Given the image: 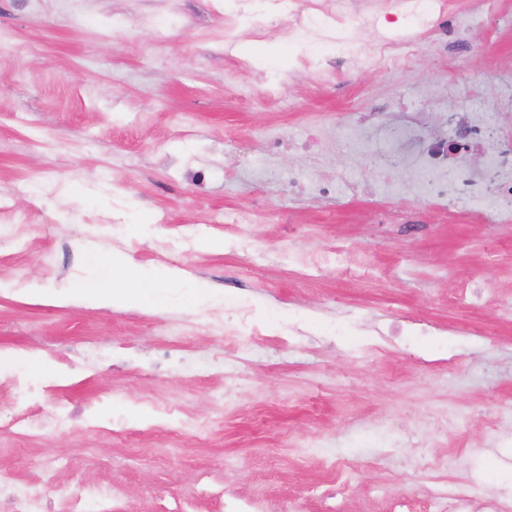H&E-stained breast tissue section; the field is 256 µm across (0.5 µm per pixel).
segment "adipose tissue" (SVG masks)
Here are the masks:
<instances>
[{
  "label": "adipose tissue",
  "instance_id": "ef3b65f1",
  "mask_svg": "<svg viewBox=\"0 0 512 512\" xmlns=\"http://www.w3.org/2000/svg\"><path fill=\"white\" fill-rule=\"evenodd\" d=\"M88 264L90 275L70 285L62 293V300L82 297L107 305H120L142 302L149 295L154 305L160 306L167 298L168 288L175 285L186 288L196 301L210 293L206 283L183 278L168 270L147 273L129 263H115L95 250L89 251Z\"/></svg>",
  "mask_w": 512,
  "mask_h": 512
}]
</instances>
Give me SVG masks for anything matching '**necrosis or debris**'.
I'll return each instance as SVG.
<instances>
[{
  "instance_id": "necrosis-or-debris-1",
  "label": "necrosis or debris",
  "mask_w": 512,
  "mask_h": 512,
  "mask_svg": "<svg viewBox=\"0 0 512 512\" xmlns=\"http://www.w3.org/2000/svg\"><path fill=\"white\" fill-rule=\"evenodd\" d=\"M288 31L300 41L315 39L336 59L367 65L369 59L361 54L359 40L362 34L373 33L379 40V52L388 55L391 50L411 52L413 40L393 39L385 25L391 17L408 18L421 15L435 20L442 31L458 36L464 26L452 12L447 0H367L363 13L351 14L346 0H287ZM459 144L449 148L446 140L433 137L406 160H392V168L408 166L416 174L415 187L435 209H446L449 200H456L466 211L475 210L483 201H490L491 215L496 223H512V133L483 132L480 124L465 108L456 112ZM483 153L485 171L475 177L467 161L471 153ZM18 402L20 413L0 432L28 436L32 430L46 426L53 431L74 427L75 411L58 409L51 420H44L38 404L28 395L40 380L33 375L18 372L6 377ZM62 464L57 460L41 463V474L33 480H23L7 472H0V512H88L96 506L98 512H112L114 490L109 483L80 481L69 485L58 501H51L47 491L54 486ZM433 500L443 512H512V494L490 491L475 484L459 485L445 492H436Z\"/></svg>"
}]
</instances>
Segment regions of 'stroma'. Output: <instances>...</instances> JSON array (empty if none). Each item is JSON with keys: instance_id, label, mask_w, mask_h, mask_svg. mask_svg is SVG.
<instances>
[{"instance_id": "obj_1", "label": "stroma", "mask_w": 512, "mask_h": 512, "mask_svg": "<svg viewBox=\"0 0 512 512\" xmlns=\"http://www.w3.org/2000/svg\"><path fill=\"white\" fill-rule=\"evenodd\" d=\"M496 4L497 29L473 25L459 45L402 20L410 55L336 79L300 64L271 7L264 35L237 22L230 45L235 0H0L15 42L0 56V350L47 362L45 408L95 417L0 441V469L27 479L41 457L68 460L61 483L103 477L121 492L115 512L237 499L254 512H432L434 485L512 483V224L486 211L438 223L406 173L398 195L376 187L391 150L418 148L386 126L417 112L419 136L452 133L433 112L439 92L496 118L512 0ZM267 128L320 138L264 173ZM333 172L362 192L288 189ZM228 210L247 223H225ZM215 239L223 250L206 249ZM92 249L185 271L215 301L251 305L266 331L216 334L178 287L160 311L51 302L87 275ZM295 318L302 334L286 329ZM336 320L345 333L328 335ZM171 348L182 362L156 365ZM233 366L242 384L225 381ZM158 398L177 412L156 413ZM185 415L214 424L198 437ZM337 453L352 459L339 473L326 465Z\"/></svg>"}]
</instances>
